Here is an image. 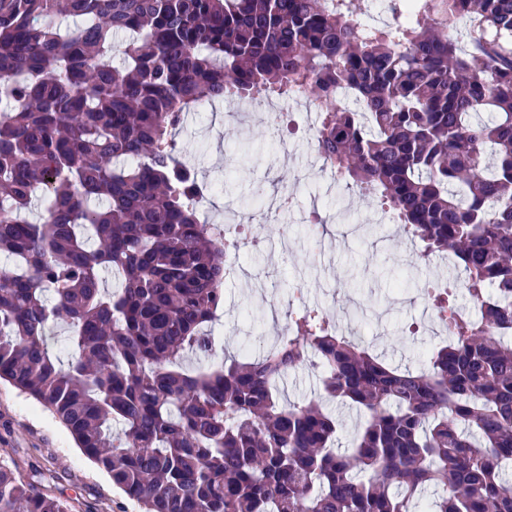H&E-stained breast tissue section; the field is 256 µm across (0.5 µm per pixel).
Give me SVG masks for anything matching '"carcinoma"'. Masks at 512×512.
I'll use <instances>...</instances> for the list:
<instances>
[{
  "instance_id": "cac0c4a2",
  "label": "carcinoma",
  "mask_w": 512,
  "mask_h": 512,
  "mask_svg": "<svg viewBox=\"0 0 512 512\" xmlns=\"http://www.w3.org/2000/svg\"><path fill=\"white\" fill-rule=\"evenodd\" d=\"M390 4L397 21L377 28L359 0H0V253L16 259L0 271V382L144 512H416L430 487L444 495L429 512H512V0ZM295 93L319 107L336 182L370 193L419 260L462 267L479 315L430 294L448 344L424 372L311 307L260 358L183 364L209 353L224 236L194 207L209 184L177 159L182 114ZM312 354L325 394L366 415L344 453L319 404L275 393ZM0 512L67 507L0 461Z\"/></svg>"
}]
</instances>
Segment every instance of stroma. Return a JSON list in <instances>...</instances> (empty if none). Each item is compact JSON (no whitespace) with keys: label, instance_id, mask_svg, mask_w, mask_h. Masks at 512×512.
<instances>
[{"label":"stroma","instance_id":"1","mask_svg":"<svg viewBox=\"0 0 512 512\" xmlns=\"http://www.w3.org/2000/svg\"><path fill=\"white\" fill-rule=\"evenodd\" d=\"M239 105L234 98L202 104L184 116L176 135L182 161L217 189L211 222H221V202L227 198L244 214L262 218L263 196L286 188L295 191L298 209L261 233L262 251L242 259L246 276L225 282L224 305L214 324L216 349L209 357H190L189 366L217 368L225 356L243 349L261 355L286 325L288 290L299 281L310 306L326 308L335 318L353 305L376 314L364 343L385 362L424 368L441 338L420 285L427 279L455 281L458 270L435 257L416 262L420 243L371 204L368 192L339 186L329 168L314 166L304 132L317 125L318 111L307 96L283 102L295 121L277 130L267 127L260 111L235 115ZM312 211L327 219V231L317 240L301 219ZM286 228L292 245L284 251L280 242ZM278 392L299 404L321 400L341 424L338 448H348L363 415L348 404L321 399L319 371L298 368L279 382ZM0 460L65 501L70 512H143L81 454L49 411L6 382H0Z\"/></svg>","mask_w":512,"mask_h":512}]
</instances>
